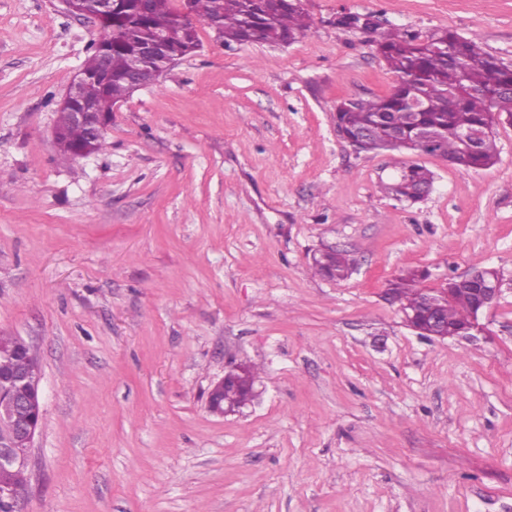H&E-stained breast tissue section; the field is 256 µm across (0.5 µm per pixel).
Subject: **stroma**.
Here are the masks:
<instances>
[{
    "label": "stroma",
    "instance_id": "obj_1",
    "mask_svg": "<svg viewBox=\"0 0 512 512\" xmlns=\"http://www.w3.org/2000/svg\"><path fill=\"white\" fill-rule=\"evenodd\" d=\"M285 47L200 48L120 102L103 151L66 157L58 102L97 28L0 0V332L30 342L43 420L26 512H512V123L463 170L365 153L344 99L387 94L371 33L449 29L512 65V0H301ZM431 170L410 203L384 186ZM346 251L350 277L310 269ZM490 266L468 338H426L387 284ZM255 367L258 395L208 392ZM255 373L251 366H241L235 370L234 383L224 387L226 381L230 380L228 374L218 380L208 392L209 411L222 416L224 410H233L244 404L252 392Z\"/></svg>",
    "mask_w": 512,
    "mask_h": 512
}]
</instances>
